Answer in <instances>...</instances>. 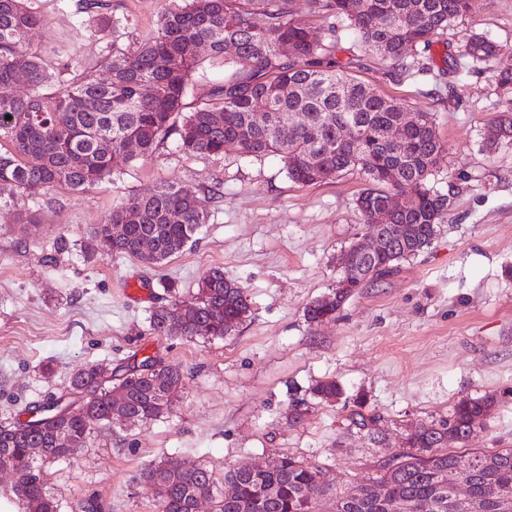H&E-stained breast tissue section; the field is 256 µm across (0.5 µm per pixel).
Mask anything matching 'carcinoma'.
Masks as SVG:
<instances>
[{
    "mask_svg": "<svg viewBox=\"0 0 512 512\" xmlns=\"http://www.w3.org/2000/svg\"><path fill=\"white\" fill-rule=\"evenodd\" d=\"M366 2V11L355 15L352 0H310L323 20L322 27L313 28L294 16L292 0H170L156 28L126 50L119 45L122 20L112 16V4L78 0L77 10L96 15L98 32L107 38L101 76L75 64L63 47L47 51L32 46L28 34L37 17L27 0H0V140L8 143L0 152V184L49 205L56 187L92 190L135 159L155 155L170 138L180 152L194 157L222 154L232 143L247 157L276 156L288 178L300 184L359 174L367 187L357 207L373 233L390 238L391 249L375 258L351 253L342 278L373 283L435 238L448 210L449 194L431 184L443 145L431 114L404 126L400 103L351 75L350 70L361 67V57L342 61L336 56L339 29L349 30L360 50L380 55L398 73L433 77V47L451 22L472 10L474 0ZM228 41L238 43V56L224 54ZM202 42L209 44L208 60L235 70L187 112L184 100L201 61L195 46ZM282 44L292 45L294 53H281ZM499 51L484 34H471L462 45L463 55L474 61H487ZM50 68L57 73L55 88L47 84ZM18 72L27 82L23 93L15 87ZM255 112L267 115L264 125L253 123ZM392 126L399 128L395 140L385 137ZM129 140L137 142V152L126 151ZM502 141H512L511 118L487 130L488 143ZM312 152L320 157L316 167L307 163ZM389 192L400 196L402 204L394 212V226L380 227L372 212ZM197 193L191 184L166 182L130 195L93 228L94 249L163 263L193 242L207 221ZM113 224L125 225L123 237L112 238ZM145 240L151 243L148 251L141 249ZM348 298L339 292L329 307L315 301L305 316L310 322L332 319ZM249 312L244 288L215 267L198 287L192 314L171 300L152 308L147 332L222 339ZM182 379L178 369L154 356L116 380L107 368L89 363L70 378L73 389H93L89 403L65 414L62 399L53 394L28 406L29 420L1 424L0 464L12 461L20 476L24 488L14 493L24 512H58V501L46 487L45 466L74 455L102 426L135 427L164 417ZM112 381L126 401L121 419L112 417ZM312 392L322 399L342 394L334 379L317 382ZM495 404L489 396L463 398L448 417L408 433L410 451L376 481L384 491L381 499L372 495L369 484L333 497L322 470L288 456L273 459L262 471L225 472L224 484L236 489L230 497L217 488L210 470H182L175 457L147 465L135 481L149 491L156 512H198L204 501L211 502V512H512V448L446 451L450 440L468 441ZM351 421L369 439H378L376 415L356 411ZM30 448L44 454L32 456ZM450 472L465 486V494L440 486Z\"/></svg>",
    "mask_w": 512,
    "mask_h": 512,
    "instance_id": "obj_1",
    "label": "carcinoma"
}]
</instances>
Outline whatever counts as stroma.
Wrapping results in <instances>:
<instances>
[{
	"instance_id": "35a3bbf8",
	"label": "stroma",
	"mask_w": 512,
	"mask_h": 512,
	"mask_svg": "<svg viewBox=\"0 0 512 512\" xmlns=\"http://www.w3.org/2000/svg\"><path fill=\"white\" fill-rule=\"evenodd\" d=\"M168 3L112 0L113 14L130 20L123 44L134 47ZM27 6L38 17L33 45H65L82 64H101L106 42L74 0ZM471 32L496 41L499 55L478 64L460 57ZM434 52L447 72L441 84L391 74L376 55L354 75L407 111L432 114L445 148L435 180L450 193L448 211L428 247L354 291L331 320L309 322L305 309L332 294L339 255L370 233L356 207L361 175L303 185L277 157H245L232 146L190 157L170 140L95 189L57 188L55 204L24 230L15 218L30 201L0 188V421L66 391L90 361L120 374L154 355L184 374L169 415L131 430L97 429L86 447L46 466L59 512H74L80 495L101 512H156L134 477L167 455L220 480L287 454L324 469L334 491L350 492L384 473L406 430L447 416L466 396L496 400L468 447L512 448V142L484 140L490 124L512 117V94L496 80L512 69V0H475ZM163 182L199 188L208 222L192 245L156 266L89 250L93 226L113 206ZM215 267L246 288L248 318L221 339L148 335L165 284L194 304ZM327 378L342 389L328 402L311 393ZM299 400L306 409L294 421ZM356 409L381 415L382 444L352 425Z\"/></svg>"
}]
</instances>
